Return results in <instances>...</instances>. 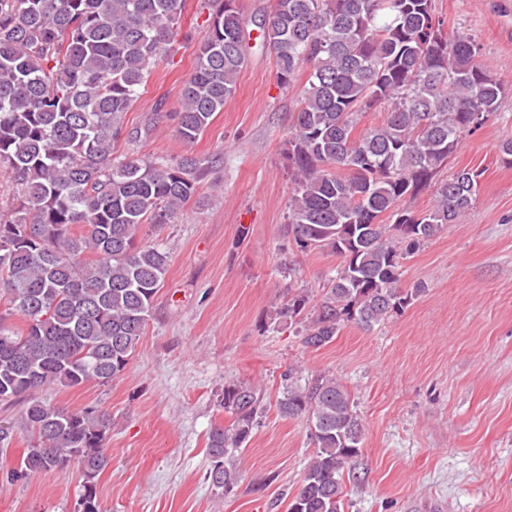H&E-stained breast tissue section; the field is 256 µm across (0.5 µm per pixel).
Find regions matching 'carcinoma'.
<instances>
[{"label": "carcinoma", "instance_id": "carcinoma-1", "mask_svg": "<svg viewBox=\"0 0 512 512\" xmlns=\"http://www.w3.org/2000/svg\"><path fill=\"white\" fill-rule=\"evenodd\" d=\"M208 35L171 114L187 144L237 91L248 58L236 0H206ZM183 0H0V168L18 205L0 213V401L25 403L33 441L15 477L64 468L76 448L84 493L77 512H99L96 480L109 466V419L40 398L53 386L120 377L168 270L169 253L139 243L145 224L171 223L209 161L120 158L138 136L125 116L149 66L167 52ZM433 0H274L259 23L277 83L308 71L285 153L293 182L287 232L298 251L340 258L320 303L288 296L279 315L304 346L332 342L348 324L366 330L404 312L426 288L402 283L403 263L475 202L482 172L435 180L476 114L498 110L505 86L477 39L448 34ZM380 124L356 132L361 117ZM430 188L433 206L405 205ZM288 385L281 415L310 424L315 451L289 512H344L358 479L363 426L351 393L318 375ZM232 417L208 434V479L229 495L235 461L264 405L246 382L224 385Z\"/></svg>", "mask_w": 512, "mask_h": 512}]
</instances>
